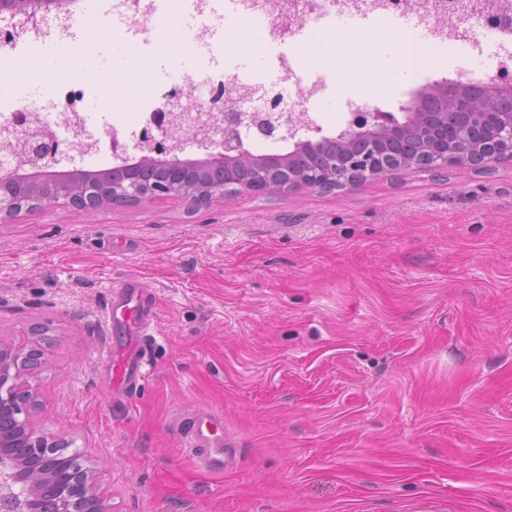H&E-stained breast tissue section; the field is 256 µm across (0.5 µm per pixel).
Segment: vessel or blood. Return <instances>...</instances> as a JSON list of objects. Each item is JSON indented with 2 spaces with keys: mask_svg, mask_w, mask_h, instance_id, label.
<instances>
[{
  "mask_svg": "<svg viewBox=\"0 0 512 512\" xmlns=\"http://www.w3.org/2000/svg\"><path fill=\"white\" fill-rule=\"evenodd\" d=\"M113 308L123 309L118 326L126 335L125 344L108 361L114 388L133 389L144 378V355L136 342L147 328L155 310V294L144 282L129 280L114 290ZM221 420L207 412L195 413L181 425L185 447L210 470H223L230 441L224 438Z\"/></svg>",
  "mask_w": 512,
  "mask_h": 512,
  "instance_id": "1",
  "label": "vessel or blood"
}]
</instances>
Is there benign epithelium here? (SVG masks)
<instances>
[{
	"instance_id": "obj_1",
	"label": "benign epithelium",
	"mask_w": 512,
	"mask_h": 512,
	"mask_svg": "<svg viewBox=\"0 0 512 512\" xmlns=\"http://www.w3.org/2000/svg\"><path fill=\"white\" fill-rule=\"evenodd\" d=\"M72 0H0V20L38 22L44 14L69 15ZM189 91L168 99L143 129L135 162L112 136L116 164L87 180L64 174L69 149L38 122L21 114L3 125L0 143L15 148L17 165L0 170V220L22 210L66 204L87 214L105 206L125 207L177 198L193 206L224 198L234 184L256 195L303 190L359 189L397 168L404 172L459 169L512 162V82L460 85L446 79L427 86L420 100L401 107L402 118L379 109L354 112L347 127L329 138L304 112H243L223 95L222 112L193 110ZM319 135L297 137L300 130ZM295 141L282 154L257 155L249 138ZM187 148L205 153L182 159ZM44 351L32 342L0 345V447L23 449L0 462V512H111L91 476H82L65 456L66 440L44 431L30 417L38 403V370ZM28 485L48 480L50 498L23 494L16 472Z\"/></svg>"
}]
</instances>
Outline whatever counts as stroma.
I'll list each match as a JSON object with an SVG mask.
<instances>
[{"label": "stroma", "mask_w": 512, "mask_h": 512, "mask_svg": "<svg viewBox=\"0 0 512 512\" xmlns=\"http://www.w3.org/2000/svg\"><path fill=\"white\" fill-rule=\"evenodd\" d=\"M417 53L399 113L459 57ZM149 282L145 377L108 372L112 291ZM45 331L33 414L111 512H512V163L360 190L229 193L0 223V343ZM224 420L223 472L177 423Z\"/></svg>", "instance_id": "35a3bbf8"}]
</instances>
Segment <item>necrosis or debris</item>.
Wrapping results in <instances>:
<instances>
[{"mask_svg": "<svg viewBox=\"0 0 512 512\" xmlns=\"http://www.w3.org/2000/svg\"><path fill=\"white\" fill-rule=\"evenodd\" d=\"M217 0H96L94 8L106 19L112 38L139 44L162 40L164 24L179 23L183 14L198 21L185 37L192 51L191 59L176 72L165 74L162 88L174 91L190 88L199 108L213 107L216 91L229 86L247 111L265 112L270 107L269 93L273 84L262 73L247 81L234 73L223 74L213 68L219 44L218 31L211 19L216 14ZM504 0H236L239 18L257 26L264 39L282 37L280 21L292 18L303 26L326 28L337 16L368 15L385 18L404 12L414 15L426 27L434 43L454 45L470 40L489 29L499 30L504 39L512 38V11L503 10ZM74 17L46 19L29 27L12 28L10 44L35 51L49 44L75 48V65L82 76L63 80L53 76L31 90L21 89L0 113V125L10 121L13 113L29 114L41 125L49 127L58 138H72L81 131L86 142L97 140V124L90 111L98 106L95 80L101 72L98 46L79 47Z\"/></svg>", "mask_w": 512, "mask_h": 512, "instance_id": "4bbe7bcc", "label": "necrosis or debris"}]
</instances>
